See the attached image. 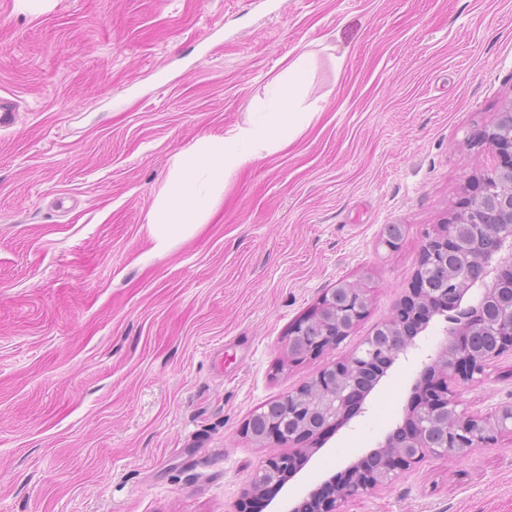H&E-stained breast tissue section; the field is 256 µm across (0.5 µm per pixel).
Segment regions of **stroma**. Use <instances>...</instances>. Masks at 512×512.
<instances>
[{
	"instance_id": "1",
	"label": "stroma",
	"mask_w": 512,
	"mask_h": 512,
	"mask_svg": "<svg viewBox=\"0 0 512 512\" xmlns=\"http://www.w3.org/2000/svg\"><path fill=\"white\" fill-rule=\"evenodd\" d=\"M308 56V128L240 169L160 251L174 158L255 124ZM0 512H241L280 445L252 413L391 316L426 230L490 166L472 137L512 99V0H0ZM394 248L383 241L391 227ZM371 306L328 354L288 360L327 292ZM318 435L266 512H290L402 421L420 356ZM512 405V357L461 392ZM341 512H512V439L429 458Z\"/></svg>"
}]
</instances>
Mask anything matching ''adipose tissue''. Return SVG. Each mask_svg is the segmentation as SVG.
Listing matches in <instances>:
<instances>
[{
	"label": "adipose tissue",
	"instance_id": "1",
	"mask_svg": "<svg viewBox=\"0 0 512 512\" xmlns=\"http://www.w3.org/2000/svg\"><path fill=\"white\" fill-rule=\"evenodd\" d=\"M306 65L303 56L289 63L265 102L262 122L205 137L178 155L174 175L150 222L159 249H166L176 236L196 227L202 212L213 206V199L202 197L198 190L200 173H208L214 185L224 186L249 162L288 147L310 123L311 113L297 109L305 96L301 74Z\"/></svg>",
	"mask_w": 512,
	"mask_h": 512
}]
</instances>
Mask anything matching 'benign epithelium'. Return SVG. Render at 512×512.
<instances>
[{
	"label": "benign epithelium",
	"instance_id": "7a95c632",
	"mask_svg": "<svg viewBox=\"0 0 512 512\" xmlns=\"http://www.w3.org/2000/svg\"><path fill=\"white\" fill-rule=\"evenodd\" d=\"M477 144L490 150L494 163L479 179L469 185L463 197L460 214L450 223L436 224L425 232L418 268L410 284L402 289L393 316L365 339L360 350L344 361H334L322 368L309 382L279 399L288 422L297 431L283 438L272 430L262 435L250 433L262 443L293 446L288 454L269 457L256 471L251 489L256 495L276 482L286 469L296 471L309 456L306 442L336 424H344L364 412L365 397L380 381L376 365L390 367L400 357L419 349L418 336L425 332L434 317L473 287L481 299H491L502 288H512V233L497 232L502 224H512V190L499 197L492 217L484 224L487 241L478 254L462 233L469 217L480 219L486 210L478 198L481 186L506 182L512 186V101L492 126L483 130ZM453 246L460 263L446 272L456 288L436 291L420 287V276L437 261V253H448ZM371 304L368 291L346 283L331 290L321 299L312 321L320 329L307 336V325L292 330L288 341V360L301 363L336 348L351 335L354 326ZM457 322L445 331V340L434 355L422 360V370L413 385V393H425L421 400L412 399L401 425L389 432L378 448L370 452L372 464L359 461L340 473L336 492L319 502L315 512H340L348 497L386 487L428 457L464 458L491 445L499 438L512 436V405L491 416L461 407V387L484 371L493 360L512 353V304L500 322L502 339L485 354L467 352L464 338L481 327V323L455 315ZM440 431V439H430V430Z\"/></svg>",
	"mask_w": 512,
	"mask_h": 512
}]
</instances>
